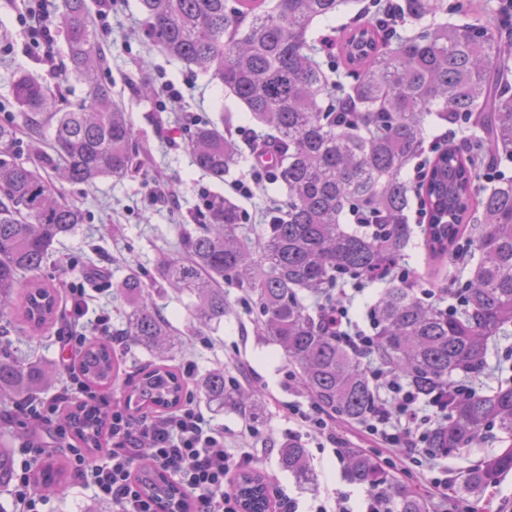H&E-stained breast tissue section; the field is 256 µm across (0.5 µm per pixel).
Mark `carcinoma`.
I'll return each instance as SVG.
<instances>
[{
    "instance_id": "carcinoma-1",
    "label": "carcinoma",
    "mask_w": 512,
    "mask_h": 512,
    "mask_svg": "<svg viewBox=\"0 0 512 512\" xmlns=\"http://www.w3.org/2000/svg\"><path fill=\"white\" fill-rule=\"evenodd\" d=\"M349 5L356 19L336 27L339 53L325 59L313 26ZM139 7L146 33L169 57L223 86L270 131L256 162L286 190L267 212L258 247L242 207L229 197L212 199L183 233L182 256L158 266L169 287L192 299L197 325L224 322V286L239 288L253 305L257 332L280 347L323 411L346 420L371 410L373 366L397 370L427 399L481 374L490 343L512 334V8L477 16L459 0H396L383 16L363 0H139ZM63 27L66 71L87 82L86 97L67 104L58 89L22 73L12 88L18 112L0 120V314L37 332L62 321L58 288L40 272L54 244L85 220L42 171L49 167L68 183L120 179L137 151L127 111L100 77L107 47L86 0H64ZM47 121L51 152L39 160L24 156L21 129L36 134ZM230 122L198 124L187 141L193 164L220 181L241 159L225 131ZM445 125L458 140L425 146L430 129ZM427 148L433 156L413 184L407 165ZM484 156L499 172L490 184L477 172ZM414 198L432 261L470 253L464 278L438 268L433 301L402 276ZM365 279H386L388 287L373 306L375 341L363 358L336 339L329 307L336 284ZM120 288L130 307L121 335L161 356L126 387L127 405L173 410L191 385L220 407L253 413L258 392L230 386L223 369L190 381L171 364L179 342L140 271H130ZM456 289L460 305L447 311L439 299ZM9 331L1 322L0 401H29L54 370L15 360ZM78 370L87 385L112 389L119 376L112 343H88ZM109 422L106 411L85 404L60 419L90 452L103 448ZM491 427L505 446L462 472L471 496L512 472V383L450 398L448 419L428 435L427 446L444 455L471 447ZM307 458L295 438L280 447L281 468L302 485L314 480ZM344 469L376 489L390 512H426L372 456L348 452ZM138 475L145 494L175 497L180 512H189L188 494L157 477L149 459ZM34 483L59 492L64 465L42 464ZM236 495L248 504L242 512H270L268 486L256 471L240 472Z\"/></svg>"
}]
</instances>
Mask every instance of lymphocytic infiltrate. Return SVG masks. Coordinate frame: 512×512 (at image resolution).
<instances>
[{
    "mask_svg": "<svg viewBox=\"0 0 512 512\" xmlns=\"http://www.w3.org/2000/svg\"><path fill=\"white\" fill-rule=\"evenodd\" d=\"M18 21L33 44L51 54L56 23L47 0H27ZM364 291L361 281L336 289V335L360 354L373 345L372 327L362 325L353 309ZM68 293L75 319L66 340L68 350H79L90 337L111 335L108 314L86 322L91 297L84 288L72 283ZM370 377L375 402L356 427V438L373 448L404 449L406 460L425 473L434 497H447L450 472L439 466L436 454L427 447L430 428L448 416L447 403L439 397L420 400L396 371L376 368ZM288 416L298 422L304 436L320 438L338 451L345 448L339 421L315 402L289 405ZM109 436L112 446L104 457L88 456L73 446L68 453L78 477L98 499L111 504L112 512H155L135 476L145 455L193 498L194 512H239L237 497L228 485L237 470L250 464L252 455L245 449L235 454L227 448L223 431L199 410L194 392H187L182 406L169 412L135 417L124 409H113ZM47 453L41 444L28 443L18 450L12 493L21 512H45L47 501L36 491L30 473Z\"/></svg>",
    "mask_w": 512,
    "mask_h": 512,
    "instance_id": "f902f5d3",
    "label": "lymphocytic infiltrate"
}]
</instances>
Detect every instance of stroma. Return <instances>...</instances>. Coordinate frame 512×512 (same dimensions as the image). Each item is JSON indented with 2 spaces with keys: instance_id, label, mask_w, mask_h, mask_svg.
<instances>
[{
  "instance_id": "1",
  "label": "stroma",
  "mask_w": 512,
  "mask_h": 512,
  "mask_svg": "<svg viewBox=\"0 0 512 512\" xmlns=\"http://www.w3.org/2000/svg\"><path fill=\"white\" fill-rule=\"evenodd\" d=\"M20 4L21 0H0L1 119L15 109L11 84L19 72L59 83L62 93L72 102L83 99L87 92L86 85L74 78L63 81L58 78L57 63L66 56L64 38L56 40L55 65L42 63L16 20ZM102 40L110 46L105 77L129 112L140 144L141 164L120 179L104 177L90 185L62 184L64 197L80 206L86 219L55 245L43 273L62 286L75 282L96 290L99 299L111 304L112 324L117 327L129 310L118 289L129 269L141 268L147 283L160 290L158 255L178 253L182 229L192 226L197 210L211 196L233 194L235 182L250 180L254 168L247 152L253 142L262 138L264 130L248 119L240 104L221 85L211 82L195 68L169 58L149 39L141 23L138 0H112V29ZM141 73L152 80L173 83L183 93V109L198 119L219 124L224 117H231V135L243 154L231 181L215 182L192 164L183 120L160 111L156 98L140 97L134 89L131 79ZM158 174L167 177L168 187L164 196L155 198L150 194V183ZM225 293L232 310L215 329L197 327L188 310V296L160 290L156 297L182 344L178 364L193 363L199 377L214 368H223L226 377L239 378L243 386L255 387L260 392L261 415L252 421L236 408L223 409L203 399L198 402L200 409L216 427L223 429L227 445L233 448L240 445V432L245 423L272 432L274 446L257 447L252 467L295 498L301 512H313L320 503L333 512L340 493L360 500L365 485L350 482L332 449L320 447L317 440L304 441L315 476L312 484H298L280 467L277 444L300 433L297 422L288 417V405L308 401L309 395L299 381L291 379L292 369L279 348L257 334L253 314L240 300V290L229 287ZM66 338V332L55 328L40 335L17 330L11 335L10 350L23 360L37 358L58 364L53 383L40 396L61 397L70 405L81 401L82 396L61 367L68 355ZM500 446L499 434L494 431L480 445L442 457V464L448 466L454 477L448 487V512H457L466 505L473 512H512V474L477 498L462 492L458 483L462 471ZM48 500L50 512H86L94 505L100 506L102 512H112L111 505L99 503L92 488L73 474L69 475L66 488L49 494Z\"/></svg>"
}]
</instances>
